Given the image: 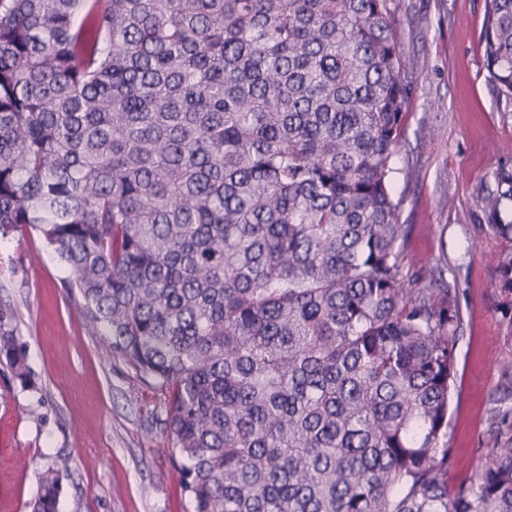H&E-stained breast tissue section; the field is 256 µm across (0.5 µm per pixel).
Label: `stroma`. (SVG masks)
<instances>
[{
	"instance_id": "35a3bbf8",
	"label": "stroma",
	"mask_w": 512,
	"mask_h": 512,
	"mask_svg": "<svg viewBox=\"0 0 512 512\" xmlns=\"http://www.w3.org/2000/svg\"><path fill=\"white\" fill-rule=\"evenodd\" d=\"M397 37L414 62L392 187L407 224L404 270L419 286L444 260L459 280L463 326L449 412V485L490 446V410L505 398L512 324L498 308L493 258L480 232L479 195L512 168V103L488 80L480 42L485 0H392ZM68 272L34 232L0 238V329L25 352L28 381L0 365V512H30L40 478L68 460L60 512H191L157 391L140 382L85 325L65 293Z\"/></svg>"
}]
</instances>
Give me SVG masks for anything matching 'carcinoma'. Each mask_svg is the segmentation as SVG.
<instances>
[{"label": "carcinoma", "mask_w": 512, "mask_h": 512, "mask_svg": "<svg viewBox=\"0 0 512 512\" xmlns=\"http://www.w3.org/2000/svg\"><path fill=\"white\" fill-rule=\"evenodd\" d=\"M391 0H0V236L160 392L193 512H512V408L448 487L460 283L403 273ZM512 100V0H485ZM478 197L512 313V170ZM0 355L27 380L24 355ZM69 465L31 512H59Z\"/></svg>", "instance_id": "carcinoma-1"}]
</instances>
